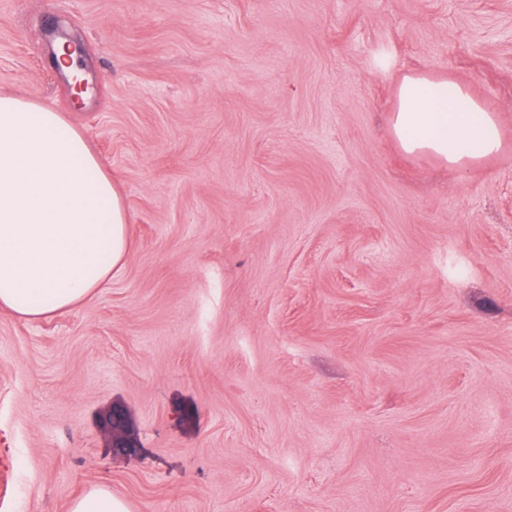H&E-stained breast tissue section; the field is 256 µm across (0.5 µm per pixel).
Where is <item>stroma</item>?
Instances as JSON below:
<instances>
[{
    "mask_svg": "<svg viewBox=\"0 0 512 512\" xmlns=\"http://www.w3.org/2000/svg\"><path fill=\"white\" fill-rule=\"evenodd\" d=\"M414 71L500 152L405 153ZM0 93L78 128L129 233L80 307L0 309V512H512V0H0ZM124 500L112 494V491L92 487L84 494L75 498L69 512H129Z\"/></svg>",
    "mask_w": 512,
    "mask_h": 512,
    "instance_id": "obj_1",
    "label": "stroma"
}]
</instances>
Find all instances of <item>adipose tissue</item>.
Wrapping results in <instances>:
<instances>
[{
  "mask_svg": "<svg viewBox=\"0 0 512 512\" xmlns=\"http://www.w3.org/2000/svg\"><path fill=\"white\" fill-rule=\"evenodd\" d=\"M409 154L458 168L497 154L495 113L467 88L413 73L390 115ZM127 216L112 177L59 112L0 96V307L36 320L72 309L109 283L128 254Z\"/></svg>",
  "mask_w": 512,
  "mask_h": 512,
  "instance_id": "1",
  "label": "adipose tissue"
}]
</instances>
